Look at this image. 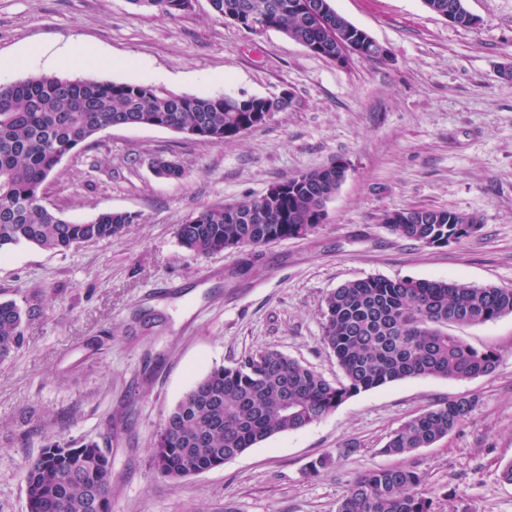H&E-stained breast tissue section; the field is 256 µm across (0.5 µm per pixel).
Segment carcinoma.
I'll return each instance as SVG.
<instances>
[{
	"label": "carcinoma",
	"instance_id": "1",
	"mask_svg": "<svg viewBox=\"0 0 512 512\" xmlns=\"http://www.w3.org/2000/svg\"><path fill=\"white\" fill-rule=\"evenodd\" d=\"M138 9L174 16L189 0H129ZM461 28L475 26L465 0H424ZM213 12L242 19L253 33L275 30L312 54L336 60V28L360 46V56L385 53L329 0H210ZM258 25L251 26L250 19ZM286 109L278 98L246 94L174 95L151 85L70 80L35 75L0 85V252L21 243L64 252L112 238L138 220L126 211L72 222L45 203L48 179L62 160L101 131L120 123L171 129L222 144L242 135L255 112ZM346 174L333 164L275 184L269 200L245 199L238 210L203 207L177 225L180 244L199 256L262 247L300 238L324 222L325 203ZM389 229L423 246L469 237L479 219L467 213L407 208L385 214ZM512 314V288L458 281L369 277L341 285L324 300L323 340L344 380L335 384L283 353L265 349L200 377L171 409L153 452L155 468L172 481L201 474L280 433L304 429L348 398L411 377L469 380L492 373L498 357L448 334L450 325L480 324ZM25 313L0 301V361L21 343ZM473 401H445L403 422L382 448L404 456L448 435ZM28 512H93L91 500L110 503L112 461L95 441L51 444L23 471ZM423 476L399 465L358 479L337 512H435L420 492Z\"/></svg>",
	"mask_w": 512,
	"mask_h": 512
}]
</instances>
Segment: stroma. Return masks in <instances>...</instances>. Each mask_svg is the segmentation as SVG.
<instances>
[{
	"label": "stroma",
	"mask_w": 512,
	"mask_h": 512,
	"mask_svg": "<svg viewBox=\"0 0 512 512\" xmlns=\"http://www.w3.org/2000/svg\"><path fill=\"white\" fill-rule=\"evenodd\" d=\"M382 46L344 66L280 32L248 33L193 0L175 17L128 0H0V82L32 75L142 83L174 94H290L270 120L221 144L156 127H112L51 173L46 204L69 221L138 214L121 235L65 252L21 244L0 254V301L27 318L0 362V512H28L22 472L41 448L99 443L112 460V512H336L369 471L410 465L435 512H512V315L450 334L499 356L470 380L416 377L353 396L307 428L175 482L152 463L166 417L192 382L260 349L342 380L323 341L326 295L344 283L440 279L512 288V0H466L462 29L423 0H331ZM78 70L58 67L69 48ZM182 166L157 177L155 158ZM344 160L323 224L257 250L196 256L176 226L205 206ZM432 207L476 215L444 247L392 232L386 212ZM466 397L462 422L398 457L401 423ZM334 462L319 474L309 465Z\"/></svg>",
	"instance_id": "obj_1"
}]
</instances>
